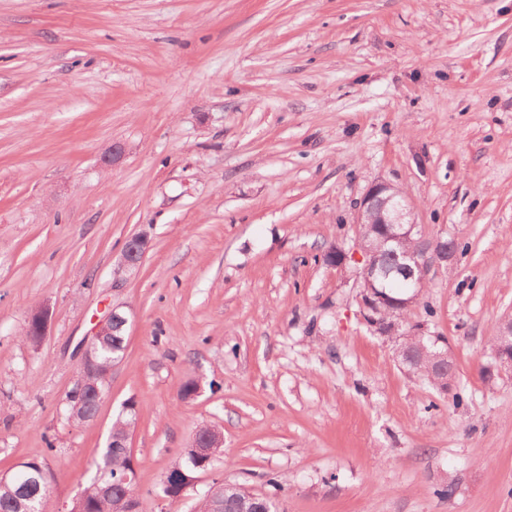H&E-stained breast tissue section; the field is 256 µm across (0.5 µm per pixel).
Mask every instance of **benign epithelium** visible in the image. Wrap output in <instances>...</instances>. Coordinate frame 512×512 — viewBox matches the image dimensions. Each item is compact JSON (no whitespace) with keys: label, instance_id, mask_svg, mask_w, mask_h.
Segmentation results:
<instances>
[{"label":"benign epithelium","instance_id":"1","mask_svg":"<svg viewBox=\"0 0 512 512\" xmlns=\"http://www.w3.org/2000/svg\"><path fill=\"white\" fill-rule=\"evenodd\" d=\"M355 224L354 251L363 261L358 272L362 318L375 334L388 338L399 337L400 322L383 319L384 308L416 304L430 269L453 264L455 255L448 249L446 236L440 234L432 239L422 236L418 225L410 218L403 191L386 182L375 184L363 197ZM365 224L378 225L376 241L370 245L362 231ZM149 247L147 236L130 237L122 250L121 268L126 271L137 270ZM382 251H390L396 256L398 262L394 267L387 268L378 263L377 257ZM396 277L403 279L407 294L405 299L395 298L387 292V283ZM28 322L34 326L36 335L45 336L49 324L48 309H34ZM127 323L126 313L118 306L113 307L106 320L96 327L91 338L85 342L81 370L90 371L97 367V352L103 337L110 336L112 342L117 344L125 343ZM496 366L501 373L512 371V316L503 323L498 335ZM221 447L223 437L218 431L209 428L205 434L196 435L189 452L194 459L207 462L214 458L215 449ZM233 488V484L215 482L207 496L218 501V507L224 510L227 508V492Z\"/></svg>","mask_w":512,"mask_h":512}]
</instances>
